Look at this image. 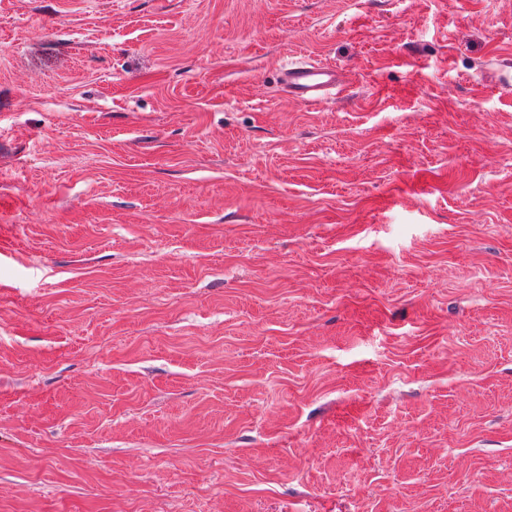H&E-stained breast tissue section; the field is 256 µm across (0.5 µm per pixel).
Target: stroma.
Wrapping results in <instances>:
<instances>
[{"instance_id":"35a3bbf8","label":"stroma","mask_w":512,"mask_h":512,"mask_svg":"<svg viewBox=\"0 0 512 512\" xmlns=\"http://www.w3.org/2000/svg\"><path fill=\"white\" fill-rule=\"evenodd\" d=\"M0 512H512V0H0ZM281 85L289 100L308 105L341 94L345 86L339 69L311 57L289 60L281 69Z\"/></svg>"}]
</instances>
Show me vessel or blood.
Wrapping results in <instances>:
<instances>
[{"instance_id": "1", "label": "vessel or blood", "mask_w": 512, "mask_h": 512, "mask_svg": "<svg viewBox=\"0 0 512 512\" xmlns=\"http://www.w3.org/2000/svg\"><path fill=\"white\" fill-rule=\"evenodd\" d=\"M281 85L289 100L315 105L341 94L344 81L334 65L304 57L288 61L282 67Z\"/></svg>"}]
</instances>
